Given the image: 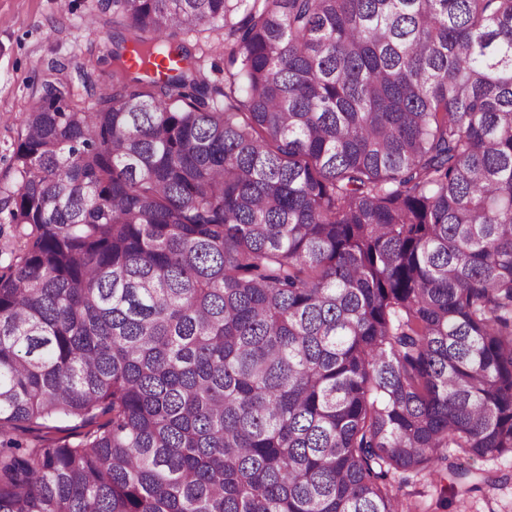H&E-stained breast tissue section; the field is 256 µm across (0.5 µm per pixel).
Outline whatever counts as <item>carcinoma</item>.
Here are the masks:
<instances>
[{"label":"carcinoma","instance_id":"cac0c4a2","mask_svg":"<svg viewBox=\"0 0 512 512\" xmlns=\"http://www.w3.org/2000/svg\"><path fill=\"white\" fill-rule=\"evenodd\" d=\"M111 2L96 104L45 82L0 199V512L496 484L459 460L512 458V0ZM18 242L19 229L15 227V224H4V221L0 220V263L2 266L12 256L11 252H16ZM86 430L77 421L57 420L46 425H30L26 431L19 434L22 442L28 445L49 442L76 443Z\"/></svg>","mask_w":512,"mask_h":512}]
</instances>
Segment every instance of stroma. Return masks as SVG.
Listing matches in <instances>:
<instances>
[{"label": "stroma", "mask_w": 512, "mask_h": 512, "mask_svg": "<svg viewBox=\"0 0 512 512\" xmlns=\"http://www.w3.org/2000/svg\"><path fill=\"white\" fill-rule=\"evenodd\" d=\"M112 6L107 0H0V189L18 181L12 156L22 117L53 74L73 85L84 106L95 103L112 69ZM466 467L497 472L496 486L466 499H442L439 484L395 476L412 512H512V459H469Z\"/></svg>", "instance_id": "1"}]
</instances>
